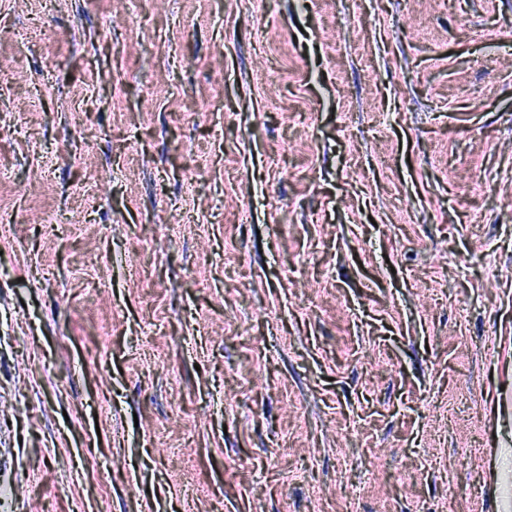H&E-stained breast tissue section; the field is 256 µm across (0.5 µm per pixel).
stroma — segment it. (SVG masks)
Segmentation results:
<instances>
[{"label":"stroma","mask_w":512,"mask_h":512,"mask_svg":"<svg viewBox=\"0 0 512 512\" xmlns=\"http://www.w3.org/2000/svg\"><path fill=\"white\" fill-rule=\"evenodd\" d=\"M512 0H0L13 512H506Z\"/></svg>","instance_id":"35a3bbf8"}]
</instances>
